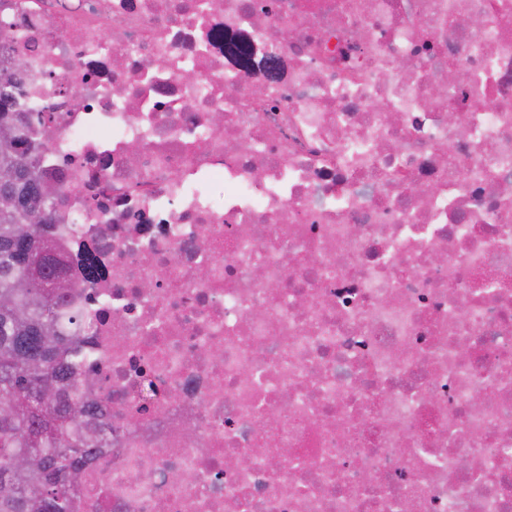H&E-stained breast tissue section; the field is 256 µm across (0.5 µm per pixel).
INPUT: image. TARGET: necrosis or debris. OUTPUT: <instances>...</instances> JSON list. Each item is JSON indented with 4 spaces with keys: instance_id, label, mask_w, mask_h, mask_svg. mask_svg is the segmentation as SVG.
Masks as SVG:
<instances>
[{
    "instance_id": "1",
    "label": "necrosis or debris",
    "mask_w": 512,
    "mask_h": 512,
    "mask_svg": "<svg viewBox=\"0 0 512 512\" xmlns=\"http://www.w3.org/2000/svg\"><path fill=\"white\" fill-rule=\"evenodd\" d=\"M13 56L72 512H512V0H0Z\"/></svg>"
}]
</instances>
